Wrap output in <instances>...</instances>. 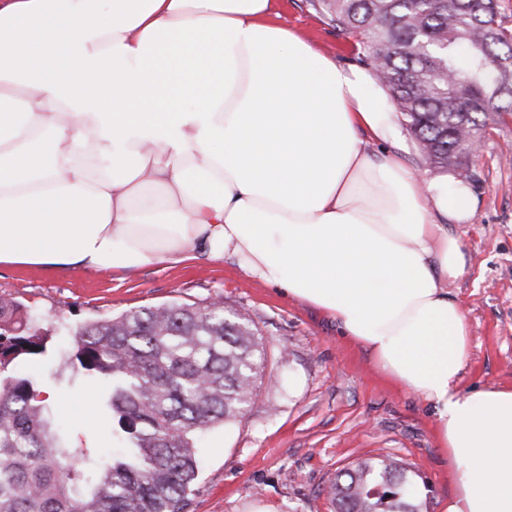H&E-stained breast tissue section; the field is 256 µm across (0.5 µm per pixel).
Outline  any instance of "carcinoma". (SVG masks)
Segmentation results:
<instances>
[{"mask_svg": "<svg viewBox=\"0 0 512 512\" xmlns=\"http://www.w3.org/2000/svg\"><path fill=\"white\" fill-rule=\"evenodd\" d=\"M363 47L430 167L468 180L469 156L512 115V25L497 0H308ZM466 98V109L457 108ZM15 301H0V512H189L201 435L251 405L265 362L253 321L212 303L143 307L85 322L68 361L99 381L121 447L112 460L69 444L37 382L51 354ZM382 488L375 494L373 489ZM337 512H421L411 471L362 459L329 488Z\"/></svg>", "mask_w": 512, "mask_h": 512, "instance_id": "1", "label": "carcinoma"}]
</instances>
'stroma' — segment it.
<instances>
[{
    "instance_id": "35a3bbf8",
    "label": "stroma",
    "mask_w": 512,
    "mask_h": 512,
    "mask_svg": "<svg viewBox=\"0 0 512 512\" xmlns=\"http://www.w3.org/2000/svg\"><path fill=\"white\" fill-rule=\"evenodd\" d=\"M279 25L325 56L357 65L360 46L327 26L307 0H277ZM475 199L469 222L453 225L467 256L448 295L471 326L460 392L512 386V122L493 123L469 160ZM256 323L266 368L250 410L231 430L217 426L199 448L190 512H334L327 489L341 469L386 457L411 470L422 512H443L451 486L434 417L416 395L383 378L369 357L341 337L334 321L255 282L228 261L155 263L133 273L45 271L0 266V299L38 316L55 347L50 363L25 371L39 384L72 439L111 454V422L94 379L66 364L62 327L173 301L208 303Z\"/></svg>"
}]
</instances>
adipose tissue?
<instances>
[{
	"label": "adipose tissue",
	"mask_w": 512,
	"mask_h": 512,
	"mask_svg": "<svg viewBox=\"0 0 512 512\" xmlns=\"http://www.w3.org/2000/svg\"><path fill=\"white\" fill-rule=\"evenodd\" d=\"M273 0H0V265L205 256L324 312L431 404L444 512H512V387L460 393L464 186L420 185L368 69Z\"/></svg>",
	"instance_id": "obj_1"
}]
</instances>
